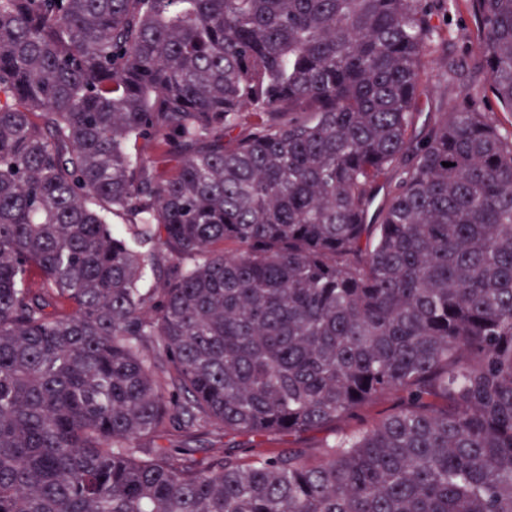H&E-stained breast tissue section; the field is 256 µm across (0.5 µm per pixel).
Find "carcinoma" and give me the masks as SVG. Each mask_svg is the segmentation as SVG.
I'll use <instances>...</instances> for the list:
<instances>
[{
  "mask_svg": "<svg viewBox=\"0 0 512 512\" xmlns=\"http://www.w3.org/2000/svg\"><path fill=\"white\" fill-rule=\"evenodd\" d=\"M432 2L0 0V512H512V0L417 138ZM397 401L394 395H385L380 397L375 403L361 409L357 415L348 421V425L360 427L374 422L384 412L389 410ZM334 438H336V426L329 425L296 436H288V433L272 435L266 440L264 446L265 448H302L305 458L314 461L322 456L325 447L331 444ZM155 443L174 451L178 457L190 456L201 460L218 450H233L246 455L244 448H249L252 438L244 435L224 436L223 431L203 427L191 430L169 428Z\"/></svg>",
  "mask_w": 512,
  "mask_h": 512,
  "instance_id": "1",
  "label": "carcinoma"
}]
</instances>
